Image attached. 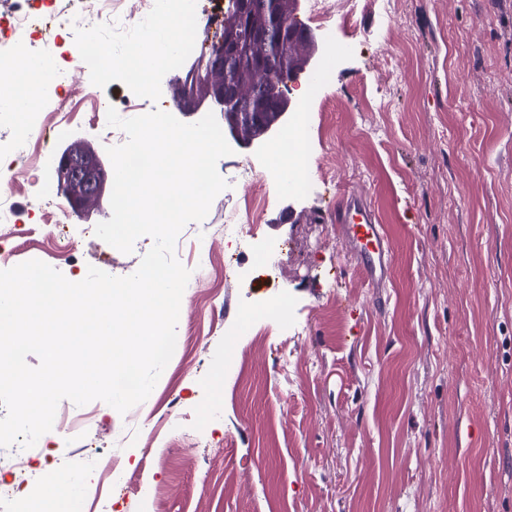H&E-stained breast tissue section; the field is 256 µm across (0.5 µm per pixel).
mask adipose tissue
Returning <instances> with one entry per match:
<instances>
[{
    "instance_id": "1",
    "label": "adipose tissue",
    "mask_w": 512,
    "mask_h": 512,
    "mask_svg": "<svg viewBox=\"0 0 512 512\" xmlns=\"http://www.w3.org/2000/svg\"><path fill=\"white\" fill-rule=\"evenodd\" d=\"M194 7V0H156V29L145 33L120 59L121 66L133 74L138 87L150 88L158 68L182 48L188 28L174 21L173 16L181 11H193ZM16 73V80L0 84V111L20 118L39 109L43 91L54 84L55 76L41 60L27 55L17 60ZM83 491L84 486L75 474H64L49 483L40 502L41 512H71Z\"/></svg>"
}]
</instances>
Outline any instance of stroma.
Returning <instances> with one entry per match:
<instances>
[{
  "label": "stroma",
  "instance_id": "obj_1",
  "mask_svg": "<svg viewBox=\"0 0 512 512\" xmlns=\"http://www.w3.org/2000/svg\"><path fill=\"white\" fill-rule=\"evenodd\" d=\"M353 0V22L294 20L326 48L330 69L289 123L304 122L316 187L289 193L267 148H235L221 176L253 165L261 186L217 195L184 247L211 248L192 269L178 344L148 401L119 413L96 400L70 434L19 450L0 485L24 481L30 512L49 476L77 470L75 512H512V0ZM350 42L348 53L330 45ZM206 40L185 49L199 57ZM173 60L141 92L120 73L74 74L44 98L30 141L47 196L23 175L0 185L32 228L21 258L43 259L54 161L77 144L105 155L107 107L132 118L173 112ZM70 114L55 127L54 107ZM361 194L392 250L386 288H367L331 214ZM265 207L247 243L224 215ZM110 204L67 227L78 244L68 280L89 267L124 277L153 240L125 254L94 236ZM117 457L111 495L100 461Z\"/></svg>",
  "mask_w": 512,
  "mask_h": 512
}]
</instances>
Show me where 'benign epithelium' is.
Instances as JSON below:
<instances>
[{"label": "benign epithelium", "mask_w": 512, "mask_h": 512, "mask_svg": "<svg viewBox=\"0 0 512 512\" xmlns=\"http://www.w3.org/2000/svg\"><path fill=\"white\" fill-rule=\"evenodd\" d=\"M302 0H264L260 7L268 14L266 27L256 32L254 41L273 49L286 44L300 53L304 64L292 77L297 81H312L317 69L314 57L320 46L308 29H296L288 23V16L297 13ZM250 58L254 78L264 75L270 65V56H253L250 47L238 41L230 31L210 44L208 53L187 60L182 75L169 80L168 87L175 109L188 115L218 112L224 119V134L239 146L249 148L265 140L286 122L292 101L270 92L278 111L277 122L255 127L251 117L242 112L243 92L224 83V71L245 58ZM54 175L62 195L71 209L79 214L99 205L108 194L111 173L104 161L89 145L70 148L59 154L54 164Z\"/></svg>", "instance_id": "1"}]
</instances>
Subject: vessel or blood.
Returning a JSON list of instances; mask_svg holds the SVG:
<instances>
[{"mask_svg": "<svg viewBox=\"0 0 512 512\" xmlns=\"http://www.w3.org/2000/svg\"><path fill=\"white\" fill-rule=\"evenodd\" d=\"M336 228L346 238L357 272L368 285L385 283L391 266V248L383 225L361 197L345 194L336 202Z\"/></svg>", "mask_w": 512, "mask_h": 512, "instance_id": "1", "label": "vessel or blood"}]
</instances>
